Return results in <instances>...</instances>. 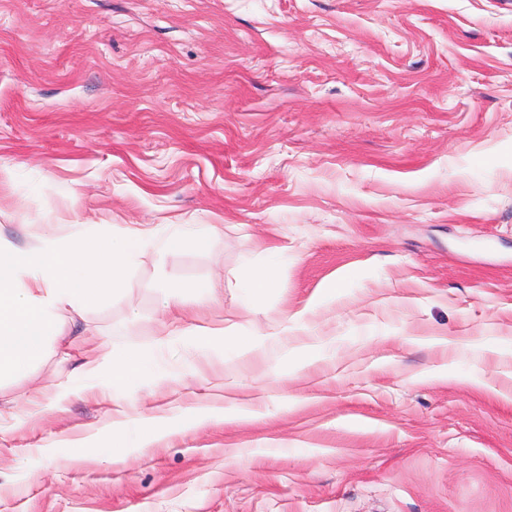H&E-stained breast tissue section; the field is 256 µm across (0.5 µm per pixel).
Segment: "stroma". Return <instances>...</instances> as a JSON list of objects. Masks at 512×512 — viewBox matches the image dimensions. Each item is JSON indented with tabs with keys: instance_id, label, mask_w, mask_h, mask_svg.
Segmentation results:
<instances>
[{
	"instance_id": "obj_1",
	"label": "stroma",
	"mask_w": 512,
	"mask_h": 512,
	"mask_svg": "<svg viewBox=\"0 0 512 512\" xmlns=\"http://www.w3.org/2000/svg\"><path fill=\"white\" fill-rule=\"evenodd\" d=\"M74 224L219 233L71 334L155 346L179 283L180 325L268 340L163 348L127 399L76 355L0 386V512H512V0H0V239ZM116 417L170 423L105 466ZM272 273L264 268L248 267L244 273V301L251 307L262 303L267 291L271 288Z\"/></svg>"
}]
</instances>
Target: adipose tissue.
Masks as SVG:
<instances>
[{
	"label": "adipose tissue",
	"mask_w": 512,
	"mask_h": 512,
	"mask_svg": "<svg viewBox=\"0 0 512 512\" xmlns=\"http://www.w3.org/2000/svg\"><path fill=\"white\" fill-rule=\"evenodd\" d=\"M215 233L211 225L164 234L152 224H75L66 235L48 232L29 246L0 243V380L31 372L50 353L71 358L77 344L64 333L61 312L81 313L109 301L146 247L156 244L167 252L190 244L203 249ZM177 335L189 346L241 354L260 342L230 327L181 328ZM83 372L123 386L162 376L164 370L150 350L89 349ZM162 426L159 419L135 427L113 421L112 452L102 456V464L120 458L129 441L147 447Z\"/></svg>",
	"instance_id": "obj_1"
}]
</instances>
